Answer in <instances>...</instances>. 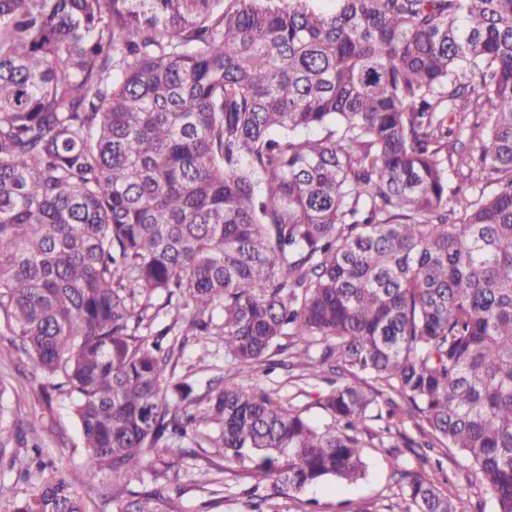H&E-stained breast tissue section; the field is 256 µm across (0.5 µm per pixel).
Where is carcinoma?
<instances>
[{
    "label": "carcinoma",
    "instance_id": "obj_1",
    "mask_svg": "<svg viewBox=\"0 0 512 512\" xmlns=\"http://www.w3.org/2000/svg\"><path fill=\"white\" fill-rule=\"evenodd\" d=\"M307 2L0 0V358L21 346L85 448L60 471L32 445L39 481L0 512H87L91 475L117 501L146 455L207 447L264 512L363 479L368 439L459 449L512 512V0ZM180 335L329 365L326 422L222 378L197 395ZM406 417L428 441L385 443ZM402 478L404 512H473ZM136 496L117 512H183L178 486Z\"/></svg>",
    "mask_w": 512,
    "mask_h": 512
}]
</instances>
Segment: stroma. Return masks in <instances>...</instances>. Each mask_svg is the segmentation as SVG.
I'll use <instances>...</instances> for the list:
<instances>
[{
    "label": "stroma",
    "mask_w": 512,
    "mask_h": 512,
    "mask_svg": "<svg viewBox=\"0 0 512 512\" xmlns=\"http://www.w3.org/2000/svg\"><path fill=\"white\" fill-rule=\"evenodd\" d=\"M174 374L198 384L215 376L279 390L291 407L305 410L320 419L318 400L331 388L330 383L311 379L295 381L290 370L278 368L266 372L264 366L237 365L224 358L221 345L198 343L188 339ZM0 380L6 389L0 394V429L23 430L36 437L47 456L67 469H77L85 461L78 423L69 400L60 398L45 405L39 397L40 373L22 352L0 359ZM367 466L364 479L354 484L326 482L268 501L267 512H305L315 502L318 512H394L401 499L400 474L422 464H441L447 493L459 492L481 502L484 512H493V499L479 483L470 461L454 448H409L396 453L387 448L367 445L363 450ZM211 466L206 457L193 462V473L181 476L180 497L184 512H246L245 492L254 481L247 470L232 468L219 482L203 484Z\"/></svg>",
    "instance_id": "obj_1"
}]
</instances>
